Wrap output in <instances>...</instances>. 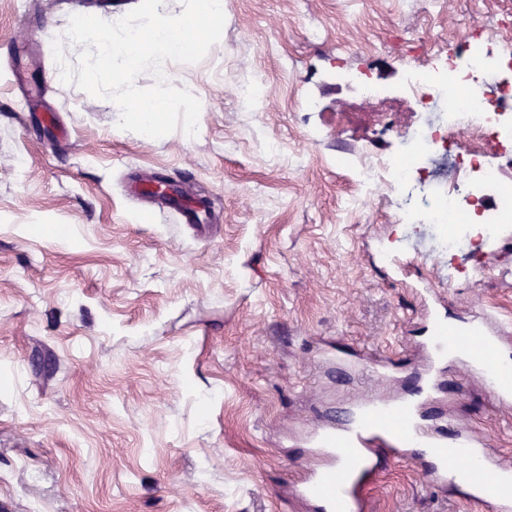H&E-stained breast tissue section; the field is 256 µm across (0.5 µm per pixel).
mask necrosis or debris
<instances>
[{"label":"necrosis or debris","instance_id":"obj_1","mask_svg":"<svg viewBox=\"0 0 512 512\" xmlns=\"http://www.w3.org/2000/svg\"><path fill=\"white\" fill-rule=\"evenodd\" d=\"M486 68V55L467 43L439 58L433 75H424L416 62L407 68L406 89L422 106L435 105L450 95L458 100L456 108L441 114L435 127L417 134L424 153L447 149L449 142L455 140L461 143L462 183L448 191V210L455 216V226L441 241L443 248L449 251L459 246L463 226H470L476 236L487 238L496 233L501 213L512 215V191L506 189L500 190L493 199L476 191L469 209L458 205L462 186L470 185L472 180L484 185L496 184L497 169L491 161L492 153L512 145V125L504 126L499 122L500 104L512 102V81L497 82L481 92L471 89ZM411 168V161L405 158L364 161L356 169V180L366 188L383 183L389 195L399 200L403 219L409 223L418 215L417 205L406 192L411 182Z\"/></svg>","mask_w":512,"mask_h":512}]
</instances>
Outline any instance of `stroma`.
I'll list each match as a JSON object with an SVG mask.
<instances>
[{"instance_id": "1", "label": "stroma", "mask_w": 512, "mask_h": 512, "mask_svg": "<svg viewBox=\"0 0 512 512\" xmlns=\"http://www.w3.org/2000/svg\"><path fill=\"white\" fill-rule=\"evenodd\" d=\"M139 2L0 0V512H313L295 487L326 413L409 397L433 318L512 327V219L446 252L441 225L401 223L336 164L413 152L437 114L406 94L407 62L464 40L498 60L512 0H224L206 56L162 66L199 99L198 132L158 139L77 87L66 37L72 15ZM185 176L212 223L127 192ZM368 353L392 357L393 384L337 381ZM434 373L423 427L512 458V409L464 363ZM362 496L485 512L406 459Z\"/></svg>"}]
</instances>
